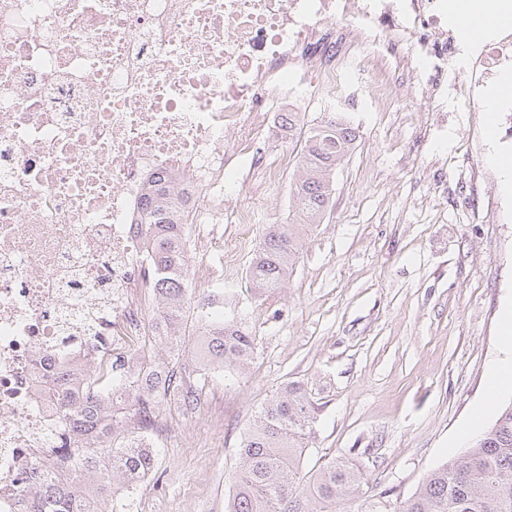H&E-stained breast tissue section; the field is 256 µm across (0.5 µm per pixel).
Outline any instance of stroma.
I'll list each match as a JSON object with an SVG mask.
<instances>
[{
	"label": "stroma",
	"mask_w": 512,
	"mask_h": 512,
	"mask_svg": "<svg viewBox=\"0 0 512 512\" xmlns=\"http://www.w3.org/2000/svg\"><path fill=\"white\" fill-rule=\"evenodd\" d=\"M502 116H436L400 100L352 113L357 147L334 176L323 224L303 231L277 296L243 287L252 251L224 225V316L257 338L245 372L209 374L196 414L162 403L154 469L127 512H225L247 425L285 382L313 388L318 409L302 463L332 457L365 474L362 501L409 497L473 417L490 365L504 355L501 313L512 301V202L489 140ZM296 165L277 172L253 226L288 219Z\"/></svg>",
	"instance_id": "1"
}]
</instances>
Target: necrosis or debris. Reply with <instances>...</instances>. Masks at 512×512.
<instances>
[{
    "label": "necrosis or debris",
    "mask_w": 512,
    "mask_h": 512,
    "mask_svg": "<svg viewBox=\"0 0 512 512\" xmlns=\"http://www.w3.org/2000/svg\"><path fill=\"white\" fill-rule=\"evenodd\" d=\"M388 57L421 111L490 99L512 135V26L465 36L448 0H0V512H27L73 445L65 372L158 333L154 182L195 223H253L289 163L279 99L350 76L394 99Z\"/></svg>",
    "instance_id": "1"
}]
</instances>
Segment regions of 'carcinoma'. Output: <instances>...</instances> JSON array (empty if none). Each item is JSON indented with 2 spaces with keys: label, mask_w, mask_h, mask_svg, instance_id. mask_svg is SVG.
<instances>
[{
  "label": "carcinoma",
  "mask_w": 512,
  "mask_h": 512,
  "mask_svg": "<svg viewBox=\"0 0 512 512\" xmlns=\"http://www.w3.org/2000/svg\"><path fill=\"white\" fill-rule=\"evenodd\" d=\"M356 142L355 129L341 113L327 112L309 128L299 152L302 175L291 190L288 223L267 225L246 269V287L267 298L284 288L298 252V229L324 222L333 176ZM150 207L146 247L162 273L155 288L159 339L172 358L152 360L133 374L118 363H90L66 380L69 391L59 412L72 421L81 441L29 512H83L81 494L103 506L114 482L134 485L153 470L155 450L128 443L123 434L131 425L141 435L150 433L159 404L169 396L187 411L199 406L201 385L180 353L190 309H196L200 324L199 367L231 371L255 352L256 335L241 323L210 313L204 299L191 305L189 212L176 206L174 187L156 185ZM102 379L116 391L99 390ZM314 413V392L304 383H286L264 402L239 444L227 512H337V506L359 498L363 474L349 461L333 458L310 475L302 473ZM363 512H512V403L463 454L432 470L411 496L388 509L371 503Z\"/></svg>",
  "instance_id": "1"
}]
</instances>
